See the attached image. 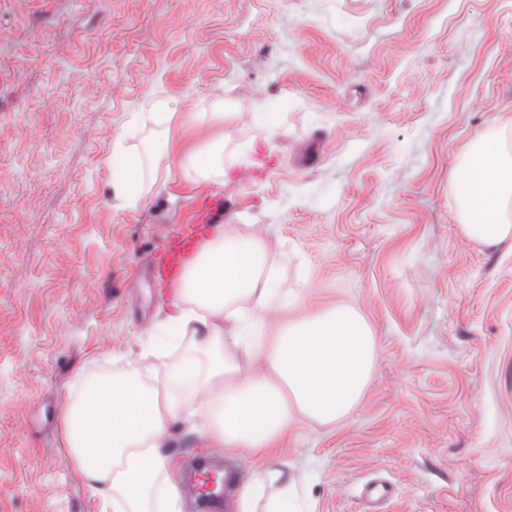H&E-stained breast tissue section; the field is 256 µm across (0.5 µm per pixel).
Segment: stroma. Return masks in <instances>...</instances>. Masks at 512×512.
<instances>
[{
    "mask_svg": "<svg viewBox=\"0 0 512 512\" xmlns=\"http://www.w3.org/2000/svg\"><path fill=\"white\" fill-rule=\"evenodd\" d=\"M159 99L169 156L122 204L115 137L140 146ZM492 131L512 146V0H0V512H99L64 400L161 381L147 265L203 190L179 155L218 138L225 225L265 227L297 310L377 336L356 411L280 451L310 512L375 479L385 512H512V248L467 238L456 195Z\"/></svg>",
    "mask_w": 512,
    "mask_h": 512,
    "instance_id": "obj_1",
    "label": "stroma"
}]
</instances>
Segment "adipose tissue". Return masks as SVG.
Segmentation results:
<instances>
[{"label": "adipose tissue", "mask_w": 512, "mask_h": 512, "mask_svg": "<svg viewBox=\"0 0 512 512\" xmlns=\"http://www.w3.org/2000/svg\"><path fill=\"white\" fill-rule=\"evenodd\" d=\"M168 147L160 138L146 152H121L113 183L123 203L148 195ZM178 164L205 182L223 178L224 145L195 149ZM458 193L466 237L491 248L512 240L511 148L493 137L476 141L459 165ZM279 293L261 229L217 232L153 331L152 351L188 343L162 386L132 369L84 382L68 399L64 442L102 512H177L168 439L179 420L215 447L260 458L240 485L234 512H304L299 477L269 453L284 447L301 423H338L356 410L372 380L378 343L354 307L271 318ZM243 319L272 322L277 333L248 344L225 335V323ZM237 345L245 356L260 357L262 368L242 366L231 352Z\"/></svg>", "instance_id": "1"}]
</instances>
